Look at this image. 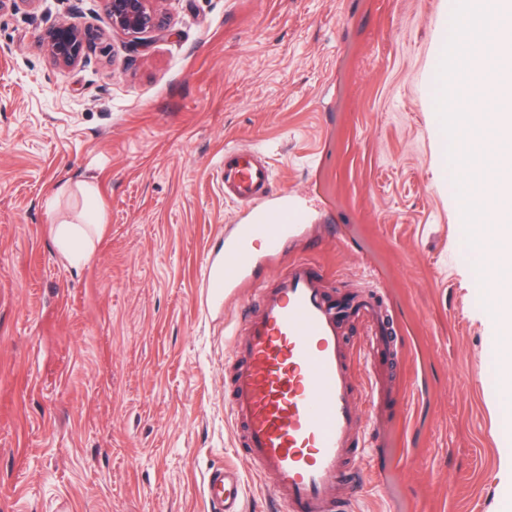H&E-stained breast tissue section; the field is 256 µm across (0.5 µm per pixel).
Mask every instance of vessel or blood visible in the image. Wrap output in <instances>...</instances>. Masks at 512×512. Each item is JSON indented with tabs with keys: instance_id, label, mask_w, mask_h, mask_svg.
<instances>
[{
	"instance_id": "vessel-or-blood-1",
	"label": "vessel or blood",
	"mask_w": 512,
	"mask_h": 512,
	"mask_svg": "<svg viewBox=\"0 0 512 512\" xmlns=\"http://www.w3.org/2000/svg\"><path fill=\"white\" fill-rule=\"evenodd\" d=\"M221 181L240 217L225 232L222 251L205 260L203 286L213 304L246 286L262 257L284 252L305 229L303 207L275 191L260 151L225 149ZM352 321L373 349L389 351L380 307L329 294L325 274L299 259L272 287L254 289L233 341L227 408L256 475L272 479L281 512H348L334 489L347 483L357 490L364 482L367 430L342 332ZM204 493L210 512H243L242 481L233 469L210 471Z\"/></svg>"
}]
</instances>
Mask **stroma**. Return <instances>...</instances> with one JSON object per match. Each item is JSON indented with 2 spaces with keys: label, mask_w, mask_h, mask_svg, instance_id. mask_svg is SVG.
Listing matches in <instances>:
<instances>
[{
  "label": "stroma",
  "mask_w": 512,
  "mask_h": 512,
  "mask_svg": "<svg viewBox=\"0 0 512 512\" xmlns=\"http://www.w3.org/2000/svg\"><path fill=\"white\" fill-rule=\"evenodd\" d=\"M455 2L162 0L169 26L137 45L103 0L0 13V512H209L205 479L225 466L244 512H272L224 406L248 294L201 306L203 261L238 220L228 147L263 151L308 215L252 286L306 258L394 321L390 401L359 402L374 477L336 496L512 512L500 325L426 84ZM73 17L106 49L63 67L43 40ZM80 181L106 224L76 267L55 231L80 215Z\"/></svg>",
  "instance_id": "stroma-1"
}]
</instances>
